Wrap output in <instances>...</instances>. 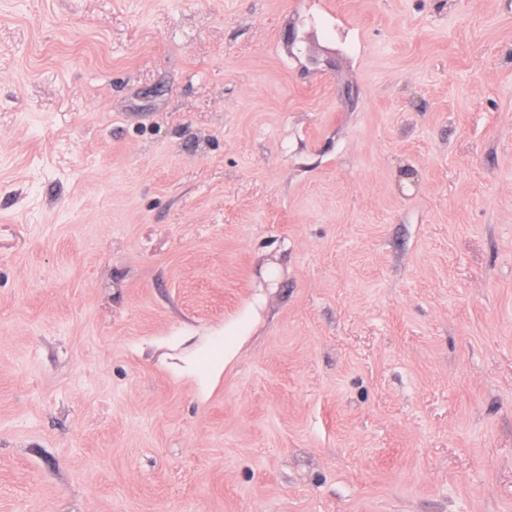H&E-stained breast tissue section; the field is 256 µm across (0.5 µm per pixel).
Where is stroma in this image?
<instances>
[{
	"instance_id": "stroma-1",
	"label": "stroma",
	"mask_w": 512,
	"mask_h": 512,
	"mask_svg": "<svg viewBox=\"0 0 512 512\" xmlns=\"http://www.w3.org/2000/svg\"><path fill=\"white\" fill-rule=\"evenodd\" d=\"M0 512H512V0H0Z\"/></svg>"
}]
</instances>
